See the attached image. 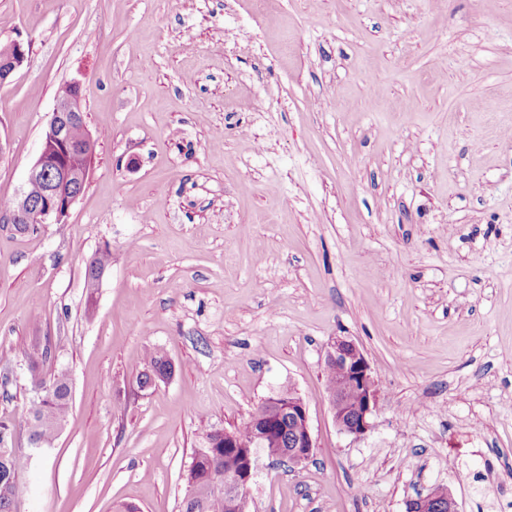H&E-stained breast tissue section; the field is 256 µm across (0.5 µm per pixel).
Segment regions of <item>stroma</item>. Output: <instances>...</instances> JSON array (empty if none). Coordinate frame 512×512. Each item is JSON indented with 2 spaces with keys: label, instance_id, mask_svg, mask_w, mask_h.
Wrapping results in <instances>:
<instances>
[{
  "label": "stroma",
  "instance_id": "1",
  "mask_svg": "<svg viewBox=\"0 0 512 512\" xmlns=\"http://www.w3.org/2000/svg\"><path fill=\"white\" fill-rule=\"evenodd\" d=\"M13 41L0 199L64 84L98 140L64 227L0 223L14 448L38 379L73 393L22 512H181L206 434L288 390L315 448L262 461L250 512H406L437 485L459 512L512 502V0H0ZM339 336L378 389L359 437L325 391ZM152 349L175 371L143 389Z\"/></svg>",
  "mask_w": 512,
  "mask_h": 512
}]
</instances>
